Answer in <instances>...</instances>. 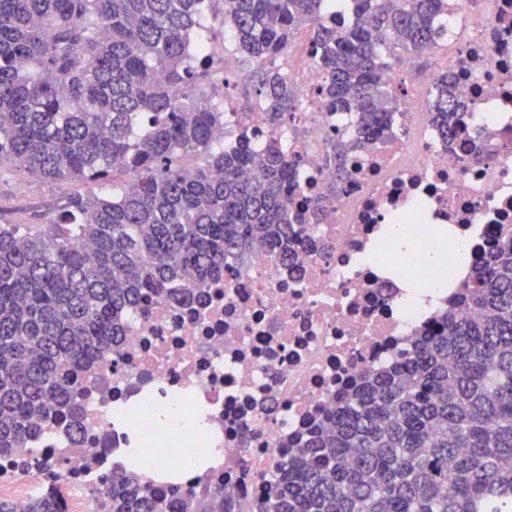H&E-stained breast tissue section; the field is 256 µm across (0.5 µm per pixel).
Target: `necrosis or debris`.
I'll return each instance as SVG.
<instances>
[{"instance_id":"obj_1","label":"necrosis or debris","mask_w":512,"mask_h":512,"mask_svg":"<svg viewBox=\"0 0 512 512\" xmlns=\"http://www.w3.org/2000/svg\"><path fill=\"white\" fill-rule=\"evenodd\" d=\"M446 74L467 108L452 143L429 118V89ZM292 78L305 108L278 132L303 160L288 206L302 212L319 198L327 219L305 225L308 242L294 263L257 242L250 261L229 262L223 280L193 302L155 300L125 312L116 354L85 369L79 428L44 424L22 455L0 456V497L16 512L51 493L63 512H101L133 448L165 451L139 473L143 487L176 477L200 494L230 491L248 507L289 439L361 372L408 349L446 303L413 302L414 288L439 273L394 250L388 219L406 224L422 252L444 248L446 227L457 228L473 260L512 225V0H448L436 66L410 88L390 74L407 102L394 115L396 133L356 154L338 189L321 155L329 132L349 134L354 124L318 102L321 76L307 53ZM180 448L219 456L190 472Z\"/></svg>"}]
</instances>
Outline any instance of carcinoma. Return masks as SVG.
<instances>
[{
    "instance_id": "1",
    "label": "carcinoma",
    "mask_w": 512,
    "mask_h": 512,
    "mask_svg": "<svg viewBox=\"0 0 512 512\" xmlns=\"http://www.w3.org/2000/svg\"><path fill=\"white\" fill-rule=\"evenodd\" d=\"M212 0H0V172L80 183L46 231L0 225V455L44 422L78 426L85 365L116 353L119 313L191 298L256 240L286 264L304 245L288 210L302 160L247 131L217 143L220 58L194 33ZM236 53L256 65L263 122L297 106L283 67L302 28L329 112L356 117L323 156L394 136L392 61L439 48L448 0H221ZM465 105L444 76L430 120L453 139ZM133 179L118 183L115 174ZM108 185L105 195L90 186ZM112 473L105 512H213L208 497ZM259 512H512V232L394 363L358 376L282 451ZM28 512H60L53 495Z\"/></svg>"
}]
</instances>
